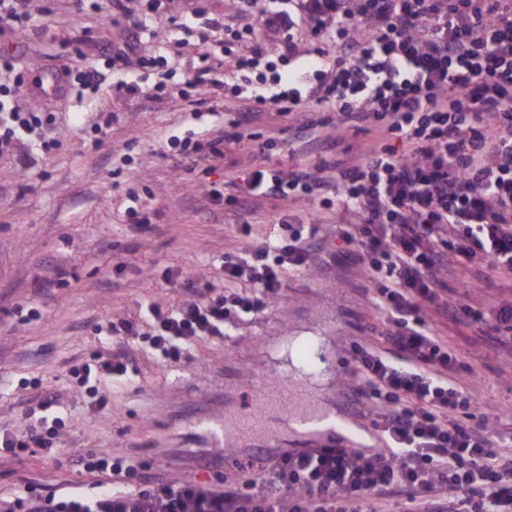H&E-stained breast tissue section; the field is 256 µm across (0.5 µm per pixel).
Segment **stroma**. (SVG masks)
I'll use <instances>...</instances> for the list:
<instances>
[{
  "label": "stroma",
  "mask_w": 512,
  "mask_h": 512,
  "mask_svg": "<svg viewBox=\"0 0 512 512\" xmlns=\"http://www.w3.org/2000/svg\"><path fill=\"white\" fill-rule=\"evenodd\" d=\"M124 4L127 22L147 21L155 47L168 43L169 18L176 14L207 10L223 19L230 42L246 24L233 0H164L154 12L146 0ZM23 7L33 24L21 35L0 24V55L18 64L21 101L55 114L59 143L46 151L25 140L15 155H0V429H24L44 388L61 394L66 410L58 453L41 451L20 463L0 458V495L32 480L47 486L87 483L73 464L87 451L137 457L170 479L236 476L240 455L219 453L214 443L225 413L243 412L248 398L240 387L225 388L224 380L277 371L268 346L274 336L330 337L333 377L304 397L367 433L368 418L342 394L340 368L350 337L378 314L357 269L347 263L288 274L268 313L239 325L232 338L199 342L187 362L169 366L135 352L139 375L108 386L111 408L96 410L77 394L68 372L97 349L100 322L116 314L137 315L148 301L175 304L186 298L188 289L163 281L167 268L212 276L213 260L235 243L238 220L213 215L202 198L260 160L231 147L223 165L204 176L191 172L181 153L184 139L198 128L191 113L236 110L233 77H226L218 100L204 85L180 102L132 98L113 87L117 77L106 49L124 33L109 22L110 0H23ZM201 50L189 41L138 77L149 83L165 73L171 82H181ZM87 61L98 64L104 78L84 99L60 98L33 86L35 78L62 66L78 70ZM104 112L114 120L99 136L93 124ZM295 123L294 116L277 115L267 106L254 124V132L276 141L274 168L311 167L322 160L321 153H304L288 140L285 129ZM133 197L148 208L146 229L130 224L126 208ZM57 267L68 274L65 285L47 286ZM444 334L478 371L476 388L486 407L512 408V357L493 350L476 329L450 323Z\"/></svg>",
  "instance_id": "obj_1"
}]
</instances>
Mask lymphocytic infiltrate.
<instances>
[{
  "instance_id": "obj_1",
  "label": "lymphocytic infiltrate",
  "mask_w": 512,
  "mask_h": 512,
  "mask_svg": "<svg viewBox=\"0 0 512 512\" xmlns=\"http://www.w3.org/2000/svg\"><path fill=\"white\" fill-rule=\"evenodd\" d=\"M235 5L265 34L246 28L243 46L225 48L242 106L228 131L200 132L190 150L195 170L211 174L231 143L249 154L271 150L248 130L267 103L298 114L301 142L330 124L340 135L377 131L383 139L357 165L247 169L213 189L206 205L242 215L268 199L313 201L353 221L323 233L286 210L267 231L242 224L247 244L225 250L203 293L106 320L98 334L107 350L70 374L97 408L111 407L99 383L137 376L128 347L180 364L198 341L229 338L237 324L266 313L287 273L344 254L379 312L378 325L349 346L345 394L380 444L317 446L280 459L260 449L237 478L214 482L137 483L136 458L90 453L77 464L95 478L96 493L28 485L0 497V512H512V412L485 411L470 386L474 366L440 332L445 321H466L512 353V0H292L273 12L259 0ZM302 23L319 46L297 65ZM214 70L204 53L183 84L162 74L149 87L122 80L116 89L183 97L206 83L219 99L224 80ZM49 129L11 87L0 88V150L33 137L55 146ZM455 265L468 274L457 290L448 285ZM481 275L505 295L486 302L475 282ZM39 408L41 426L0 433V451L21 460L31 449H54L62 437L56 395L42 392Z\"/></svg>"
}]
</instances>
